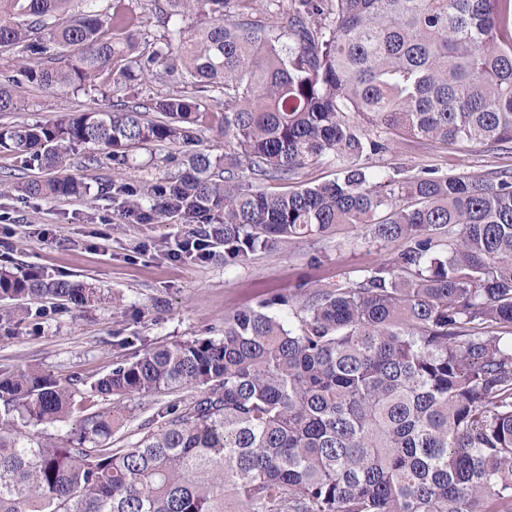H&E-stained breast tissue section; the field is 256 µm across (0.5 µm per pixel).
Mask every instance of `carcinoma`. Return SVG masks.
<instances>
[{"label": "carcinoma", "instance_id": "cac0c4a2", "mask_svg": "<svg viewBox=\"0 0 512 512\" xmlns=\"http://www.w3.org/2000/svg\"><path fill=\"white\" fill-rule=\"evenodd\" d=\"M0 0V54L27 59L0 80L44 93L139 85L193 95L133 97L52 123H1L0 152L50 172L0 186L25 200L81 198L71 160L171 149L176 169L101 194L142 224L177 216L234 264L341 228L404 249L357 281L262 301L224 335L145 346L90 392L119 399L193 391L158 408L142 438L110 405L61 442L29 427L66 422L87 396L26 367L0 370V512H512V171L491 178L376 180L360 159L382 134L444 145L512 144V0H290L282 21L237 0H155L164 32L136 47L125 0ZM224 136V154L199 148ZM336 179L282 192L296 170ZM84 307L87 283L0 270V300ZM274 306L292 313L285 319ZM22 306L0 309L21 323Z\"/></svg>", "mask_w": 512, "mask_h": 512}]
</instances>
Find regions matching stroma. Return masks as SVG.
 <instances>
[{"label": "stroma", "instance_id": "obj_1", "mask_svg": "<svg viewBox=\"0 0 512 512\" xmlns=\"http://www.w3.org/2000/svg\"><path fill=\"white\" fill-rule=\"evenodd\" d=\"M18 94L21 107L6 119L32 124L111 106L127 92L104 84L87 93L58 95L24 86ZM167 153L158 146L135 150L120 169L106 162L88 165L76 157L72 170L92 190L83 198L25 201L0 195V265L84 281L101 294L98 302L83 308L29 301L30 319L0 329V367L34 366L55 378L88 385L142 346L223 335L224 319L233 313L277 295L360 279L403 248L399 241L381 242L363 230L343 229L255 252L240 264L174 259L167 248L184 234L183 225L134 223L93 193L106 181L140 184L164 177ZM363 164L378 177L428 169L492 177L512 170V147L445 146L394 135L386 152L364 157ZM181 398V393L162 390L148 398L126 399L135 417L113 436V446L136 442L157 407Z\"/></svg>", "mask_w": 512, "mask_h": 512}]
</instances>
